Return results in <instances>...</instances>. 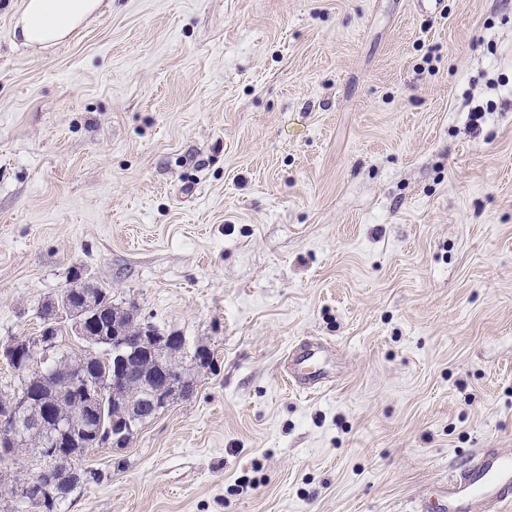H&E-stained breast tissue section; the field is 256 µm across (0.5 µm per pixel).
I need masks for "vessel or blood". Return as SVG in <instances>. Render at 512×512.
<instances>
[{
  "label": "vessel or blood",
  "instance_id": "b4317fda",
  "mask_svg": "<svg viewBox=\"0 0 512 512\" xmlns=\"http://www.w3.org/2000/svg\"><path fill=\"white\" fill-rule=\"evenodd\" d=\"M314 344L300 346L292 359V381L310 391L326 380ZM419 512H512V453L486 449L462 467L451 470L436 505L423 504Z\"/></svg>",
  "mask_w": 512,
  "mask_h": 512
}]
</instances>
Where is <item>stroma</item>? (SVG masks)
<instances>
[{
  "mask_svg": "<svg viewBox=\"0 0 512 512\" xmlns=\"http://www.w3.org/2000/svg\"><path fill=\"white\" fill-rule=\"evenodd\" d=\"M25 3L0 346L79 279L213 354L68 512H410L512 449V0H98L45 46ZM313 343H305L295 352L292 359L293 384L303 391H310L318 388L326 380L323 368L316 366L315 362L321 359Z\"/></svg>",
  "mask_w": 512,
  "mask_h": 512,
  "instance_id": "obj_1",
  "label": "stroma"
}]
</instances>
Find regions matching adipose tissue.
I'll return each instance as SVG.
<instances>
[{"mask_svg":"<svg viewBox=\"0 0 512 512\" xmlns=\"http://www.w3.org/2000/svg\"><path fill=\"white\" fill-rule=\"evenodd\" d=\"M96 6V0H28L15 28L25 44L53 41L63 37Z\"/></svg>","mask_w":512,"mask_h":512,"instance_id":"ef3b65f1","label":"adipose tissue"}]
</instances>
